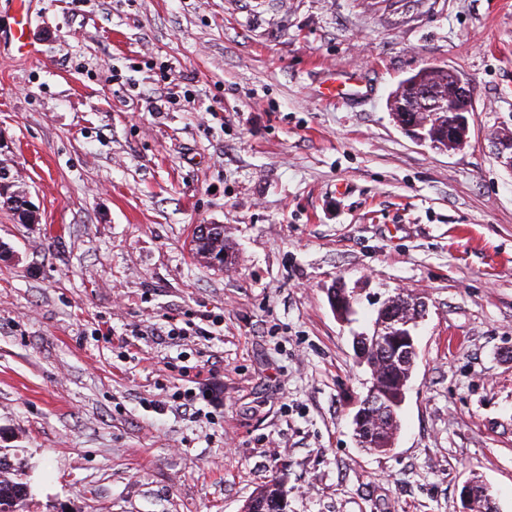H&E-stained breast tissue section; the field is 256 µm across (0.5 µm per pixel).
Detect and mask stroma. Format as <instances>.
<instances>
[{
  "label": "stroma",
  "instance_id": "stroma-1",
  "mask_svg": "<svg viewBox=\"0 0 512 512\" xmlns=\"http://www.w3.org/2000/svg\"><path fill=\"white\" fill-rule=\"evenodd\" d=\"M11 2L0 152L38 217L0 211L21 512H240L275 475L288 512H464L472 482L512 512V174L487 141L512 120V0H29L32 56ZM427 65L473 86L463 149L392 119ZM200 224L233 265L191 253ZM402 290L426 318L401 431L370 454L353 339ZM171 317L208 337L164 336ZM18 6L20 19L15 21L16 27L12 32V43L19 53L32 55L36 49L27 37L28 0H14Z\"/></svg>",
  "mask_w": 512,
  "mask_h": 512
}]
</instances>
